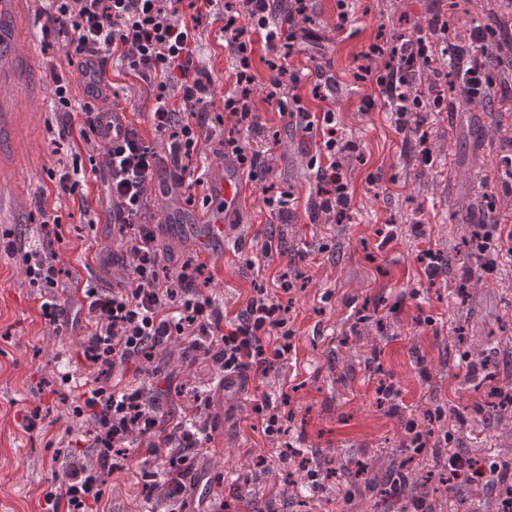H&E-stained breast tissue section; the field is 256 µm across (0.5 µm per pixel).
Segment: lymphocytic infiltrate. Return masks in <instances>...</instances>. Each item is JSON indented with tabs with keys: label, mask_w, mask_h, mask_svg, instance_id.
<instances>
[{
	"label": "lymphocytic infiltrate",
	"mask_w": 512,
	"mask_h": 512,
	"mask_svg": "<svg viewBox=\"0 0 512 512\" xmlns=\"http://www.w3.org/2000/svg\"><path fill=\"white\" fill-rule=\"evenodd\" d=\"M215 6L220 9L221 33L234 62L231 89L220 114L209 110L214 81L201 62L200 44V30L209 24ZM41 11L47 29L68 31L66 57H83L88 62L82 74V96H75L62 79L54 81L56 111L68 116L77 111L83 116L81 123L68 119L62 127L72 158L48 174L58 195L78 200L87 222L95 223L86 189L89 174L81 156L105 126V115L97 111L94 100L106 88L103 68L108 61L146 82L154 99L147 120L166 145L165 151H158L144 138L139 122L131 120L116 127L114 140L103 145L108 159L106 193L120 221L128 287L109 292L83 289L78 311H71L55 294L56 266L36 248L24 249L27 278L49 290L40 304L43 317L53 325L74 327L85 316L94 323L78 355L90 376L76 384L70 408L87 424L98 465L84 468L75 464L72 454H65L59 482L43 493L45 512H100L105 474L125 470L133 450L158 465L151 472L139 471V481H163L170 502L177 506L198 459L208 453L206 427L196 416L167 414L151 401L150 388L160 373L153 359L171 346H181L183 365H211L227 389L249 369L265 371L291 350L292 286L281 283L275 293L255 289L234 320L225 321L216 299L196 286L204 264L191 259L177 276L164 274L161 250L147 215V192L167 161L176 169L175 187L203 186L204 177L194 159L209 143L214 144L217 157L232 159L251 180L269 174L266 157L243 142L244 135L264 129L254 106V38L259 35L271 53L265 61L267 101L275 103L281 115L300 116L305 132L316 128L322 132L325 163L317 170L315 206L334 219L346 217L352 194L341 173L347 147L336 137V114L330 109L312 113L287 92L300 76L286 65L292 47L282 43L279 26L295 27L308 12V0H288V11L281 19L275 13V0H46ZM451 33V21L437 14L430 19L427 33H392L371 44L365 54L371 62L365 75L376 84L395 114L397 129L412 142L425 166L432 165L433 154L422 111L448 107L436 59L456 58L467 102L485 99L495 85L487 62L466 56L464 48L451 41ZM174 98L179 99L180 109L172 108ZM130 366L135 376L128 382L122 371Z\"/></svg>",
	"instance_id": "f902f5d3"
}]
</instances>
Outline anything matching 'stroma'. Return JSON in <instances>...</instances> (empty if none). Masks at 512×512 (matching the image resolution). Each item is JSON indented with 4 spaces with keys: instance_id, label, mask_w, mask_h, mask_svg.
<instances>
[{
    "instance_id": "obj_1",
    "label": "stroma",
    "mask_w": 512,
    "mask_h": 512,
    "mask_svg": "<svg viewBox=\"0 0 512 512\" xmlns=\"http://www.w3.org/2000/svg\"><path fill=\"white\" fill-rule=\"evenodd\" d=\"M347 7L350 19L337 30L336 15ZM452 16L461 38L473 27L512 26V0H310L311 24L298 36L288 67L301 73L290 94L312 112L332 108L336 137L354 143L343 176L353 191L347 217L334 222L314 208L318 180L311 160L320 152L321 132H303L297 118L279 114L258 86L255 102L264 132L247 139L254 151L267 153L271 170L265 182H253L231 219L224 244V262L207 261L203 294L216 298L228 316L244 308L254 289L278 288L282 276L295 279L290 312L293 349L287 359L266 373L247 372L230 391L211 390L202 412L209 453L185 496L188 512H245L239 500L259 512H398L396 500L354 491L348 477L298 486L287 497H275L292 460L281 458L285 444L303 450L310 469L324 460L368 461L385 470L411 460L423 471L446 473L452 432L453 447L480 458H498L512 449V431L484 424L473 405L487 386L512 389V269L485 272L481 261L459 242L469 225L487 213L512 215V41L489 39L485 56L495 49L494 73L501 82L492 91V110L465 103L458 89L448 91L454 112H431L427 123L433 163L421 166L412 146L395 130L394 119L376 86L362 68L368 46L392 30L427 28L435 13ZM203 64L213 74L214 104L229 91L232 57L219 24L204 28ZM45 64L42 91L23 103L12 147L0 156V512H40L41 493L57 477L56 450L82 438L87 424L75 418L68 402L64 374H86L76 353L92 330L84 322L55 330L41 316V295L25 274L19 253L8 244L16 239L41 241L45 255L61 270L60 298L76 300L84 284L111 288L123 282L121 263L103 264V248L119 252L102 179H90L89 194L99 212L87 223L71 200L57 198L48 172L69 155L58 136L62 124L53 110L54 75L71 85L80 76L60 47L40 50ZM323 66L336 78V92L327 100L312 94L309 69ZM117 110L150 111L146 85L108 68ZM169 171L155 174L149 186L154 215L173 210L172 224H158L156 234L170 272L197 257L179 220L191 212L187 188L171 189ZM293 193L294 218L280 223L264 203L267 190ZM60 217L63 237L46 236L43 221ZM424 223L423 236L412 224ZM433 248L456 250L451 266L427 279L416 256ZM470 277L467 304L455 299V282ZM465 329L476 349L495 360L487 377L471 380L455 345ZM396 390L379 403L377 389ZM269 400L286 418V435L264 434L254 404ZM443 408L434 422L427 448L415 451L405 443L409 422H423L426 410ZM40 409L46 426L25 430L21 417ZM268 459L269 472L253 475L257 455ZM142 458L131 454L128 470L106 475L108 512H144L134 472ZM485 490L462 486L426 502L427 512H502L485 507Z\"/></svg>"
}]
</instances>
